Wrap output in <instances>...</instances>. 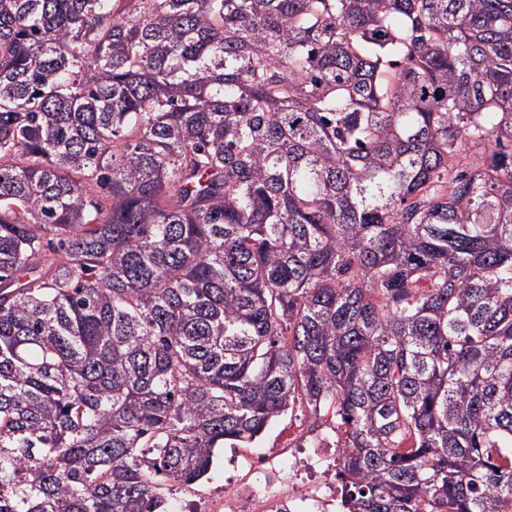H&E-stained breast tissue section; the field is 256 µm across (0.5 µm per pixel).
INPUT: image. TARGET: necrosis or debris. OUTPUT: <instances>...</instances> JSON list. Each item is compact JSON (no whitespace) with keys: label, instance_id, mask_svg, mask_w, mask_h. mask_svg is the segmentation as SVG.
Listing matches in <instances>:
<instances>
[{"label":"necrosis or debris","instance_id":"obj_1","mask_svg":"<svg viewBox=\"0 0 512 512\" xmlns=\"http://www.w3.org/2000/svg\"><path fill=\"white\" fill-rule=\"evenodd\" d=\"M342 456L331 420H301L287 440L225 458L230 476L213 512H338Z\"/></svg>","mask_w":512,"mask_h":512}]
</instances>
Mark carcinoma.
Returning <instances> with one entry per match:
<instances>
[{
	"label": "carcinoma",
	"mask_w": 512,
	"mask_h": 512,
	"mask_svg": "<svg viewBox=\"0 0 512 512\" xmlns=\"http://www.w3.org/2000/svg\"><path fill=\"white\" fill-rule=\"evenodd\" d=\"M299 409L341 512H512V0H0V512Z\"/></svg>",
	"instance_id": "obj_1"
}]
</instances>
